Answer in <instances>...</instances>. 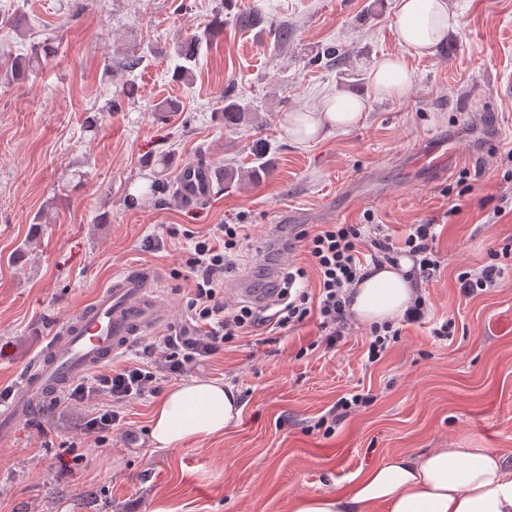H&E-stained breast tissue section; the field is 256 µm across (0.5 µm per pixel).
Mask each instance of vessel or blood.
<instances>
[{
  "label": "vessel or blood",
  "instance_id": "b4317fda",
  "mask_svg": "<svg viewBox=\"0 0 512 512\" xmlns=\"http://www.w3.org/2000/svg\"><path fill=\"white\" fill-rule=\"evenodd\" d=\"M453 151L448 140H430L418 147L411 165L428 175L442 176L448 171ZM217 177V171L203 161L186 167L183 203L191 205L206 199ZM167 318L168 309L155 290L154 272L133 269L114 276L108 287L100 289L58 331L36 369L19 382L10 403L0 407V436H6L17 421L27 416L36 401L56 397Z\"/></svg>",
  "mask_w": 512,
  "mask_h": 512
}]
</instances>
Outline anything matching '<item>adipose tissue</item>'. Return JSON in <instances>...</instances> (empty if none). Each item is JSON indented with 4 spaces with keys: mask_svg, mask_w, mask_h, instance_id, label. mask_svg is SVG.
<instances>
[{
    "mask_svg": "<svg viewBox=\"0 0 512 512\" xmlns=\"http://www.w3.org/2000/svg\"><path fill=\"white\" fill-rule=\"evenodd\" d=\"M459 18L448 0H397L395 31L411 54H433ZM381 97L403 95L410 73L403 61L389 56L372 75ZM365 101L358 94L331 97L316 112H292L289 137L304 143L361 121ZM409 260L382 265L360 280L350 306L356 322L380 324L401 319L415 297L407 276ZM241 409L231 388L215 381L194 380L172 387L152 412L150 436L155 447L174 448L192 439L224 432ZM289 512H512V466L494 448H432L418 455L394 454L356 477L344 493L293 495Z\"/></svg>",
    "mask_w": 512,
    "mask_h": 512,
    "instance_id": "adipose-tissue-1",
    "label": "adipose tissue"
}]
</instances>
